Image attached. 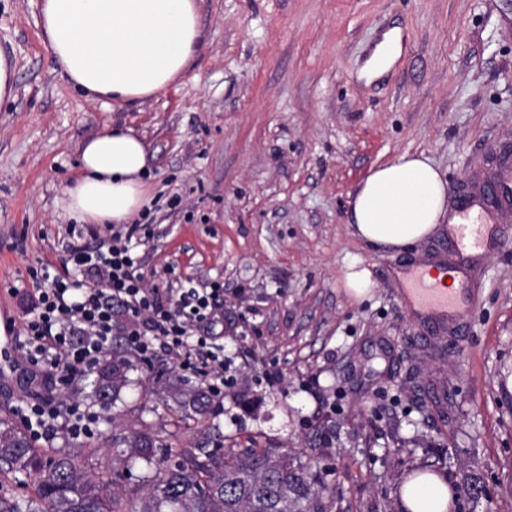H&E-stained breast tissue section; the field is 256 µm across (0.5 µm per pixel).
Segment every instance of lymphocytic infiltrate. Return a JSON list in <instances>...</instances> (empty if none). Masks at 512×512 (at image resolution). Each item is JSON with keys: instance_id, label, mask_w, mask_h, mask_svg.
Listing matches in <instances>:
<instances>
[{"instance_id": "f902f5d3", "label": "lymphocytic infiltrate", "mask_w": 512, "mask_h": 512, "mask_svg": "<svg viewBox=\"0 0 512 512\" xmlns=\"http://www.w3.org/2000/svg\"><path fill=\"white\" fill-rule=\"evenodd\" d=\"M136 230V225L124 224L99 245L71 249L70 272L46 265L29 270L35 300L19 348L45 390L22 415L34 439L53 440L61 429L77 438L98 425V414L76 405L62 407L56 394L71 387L77 375L91 371L123 333L114 320L118 308L136 322L126 332L136 351L145 354L159 345L182 370L214 383L224 379V360L211 351L207 339L224 318L215 291L188 288L173 296L146 287L132 252Z\"/></svg>"}]
</instances>
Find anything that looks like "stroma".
<instances>
[{
	"mask_svg": "<svg viewBox=\"0 0 512 512\" xmlns=\"http://www.w3.org/2000/svg\"><path fill=\"white\" fill-rule=\"evenodd\" d=\"M207 40L187 72L136 106L91 102L63 77L39 0H0V51L15 98L0 105V327L31 311L30 267L64 269L104 224L56 205L83 142L105 124L149 146L150 202L135 253L147 286L215 285L224 312L225 435L284 448L337 492L333 512H400L414 472L446 475L451 512H512V211L460 286L473 315L432 328L403 302L404 273L452 265L447 225L401 252L352 236L349 202L372 167L430 157L447 199L483 184L512 146V0H198ZM403 53L367 77L384 34ZM368 268L362 299L343 288ZM126 419L99 424L88 474H112L104 433L144 414L175 448L196 421L157 397L176 370L137 362ZM25 371L0 381V419L21 427ZM344 281L348 295L354 298L366 295L373 286L370 273L366 269L358 270L355 263L348 266Z\"/></svg>",
	"mask_w": 512,
	"mask_h": 512,
	"instance_id": "stroma-1",
	"label": "stroma"
}]
</instances>
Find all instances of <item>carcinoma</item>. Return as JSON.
<instances>
[{
  "mask_svg": "<svg viewBox=\"0 0 512 512\" xmlns=\"http://www.w3.org/2000/svg\"><path fill=\"white\" fill-rule=\"evenodd\" d=\"M136 365L121 345L113 343L94 371L90 399L103 421L110 423L124 403L129 372ZM158 395L186 417L211 420L201 430V442L191 448H173L146 422L125 435L110 438L112 447L127 449L125 471L136 464L155 469L143 481L148 499L123 500L112 491L113 481L84 473L83 450L69 445L36 448L27 436L0 420V475H13L19 484H32L30 495L0 494V512H331L336 488L319 481L288 452L233 442L224 447L223 432L213 422L223 409L202 383L178 374L165 377Z\"/></svg>",
  "mask_w": 512,
  "mask_h": 512,
  "instance_id": "cac0c4a2",
  "label": "carcinoma"
}]
</instances>
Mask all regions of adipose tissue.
Masks as SVG:
<instances>
[{
    "label": "adipose tissue",
    "mask_w": 512,
    "mask_h": 512,
    "mask_svg": "<svg viewBox=\"0 0 512 512\" xmlns=\"http://www.w3.org/2000/svg\"><path fill=\"white\" fill-rule=\"evenodd\" d=\"M43 35L67 81L91 101L135 105L185 72L206 40L198 0H41ZM148 147L105 128L82 147L80 172L57 204L86 224H126L147 201ZM447 186L425 154L373 167L349 210L353 236L377 251L426 238L446 215ZM406 512H448L453 495L431 471L401 487Z\"/></svg>",
    "instance_id": "1"
}]
</instances>
